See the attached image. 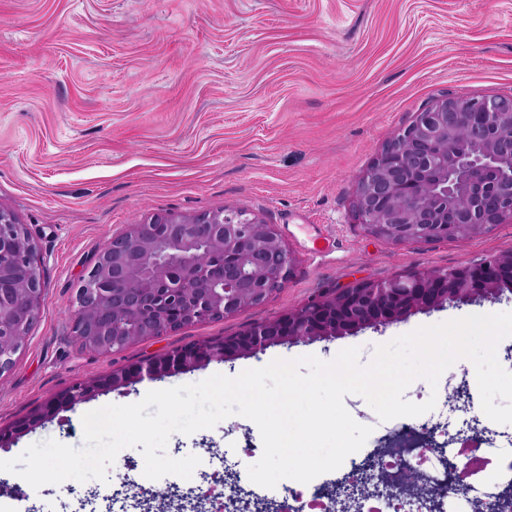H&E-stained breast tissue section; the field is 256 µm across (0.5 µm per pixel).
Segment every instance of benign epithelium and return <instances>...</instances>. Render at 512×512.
I'll return each mask as SVG.
<instances>
[{
	"mask_svg": "<svg viewBox=\"0 0 512 512\" xmlns=\"http://www.w3.org/2000/svg\"><path fill=\"white\" fill-rule=\"evenodd\" d=\"M353 213L364 232L394 243L467 241L512 223V97L452 96L415 113L359 177ZM297 259L274 225L224 208L192 216L155 214L112 235L81 275L72 329L83 350L108 355L195 322L240 315L286 286ZM512 252L459 267L417 269L387 281L361 280L236 336L199 340L178 351L92 378L0 426V445L72 411L102 392L212 361L378 329L455 303L512 295ZM38 248L0 208V378L37 324L44 294ZM418 469L373 467L377 481H406Z\"/></svg>",
	"mask_w": 512,
	"mask_h": 512,
	"instance_id": "benign-epithelium-1",
	"label": "benign epithelium"
}]
</instances>
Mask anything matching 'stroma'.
Listing matches in <instances>:
<instances>
[{
  "mask_svg": "<svg viewBox=\"0 0 512 512\" xmlns=\"http://www.w3.org/2000/svg\"><path fill=\"white\" fill-rule=\"evenodd\" d=\"M512 95V0H0V207L38 247L41 317L0 379V425L75 383L202 338L234 336L330 290L420 268L448 269L512 251V223L466 242L395 244L352 214L356 182L382 144L447 96ZM222 208L263 217L297 258L285 288L221 321L192 324L109 356L72 336L74 289L113 234L157 213ZM512 312V300L463 303L381 329L277 345L99 394L69 423L46 421L0 447V460L49 439L79 448L82 417L147 392L222 372L313 354L332 360L419 327ZM344 406L381 442L412 443L421 417L379 422L359 395ZM210 448L251 447L261 434L233 415L210 428ZM0 512H79L56 486Z\"/></svg>",
  "mask_w": 512,
  "mask_h": 512,
  "instance_id": "stroma-1",
  "label": "stroma"
}]
</instances>
